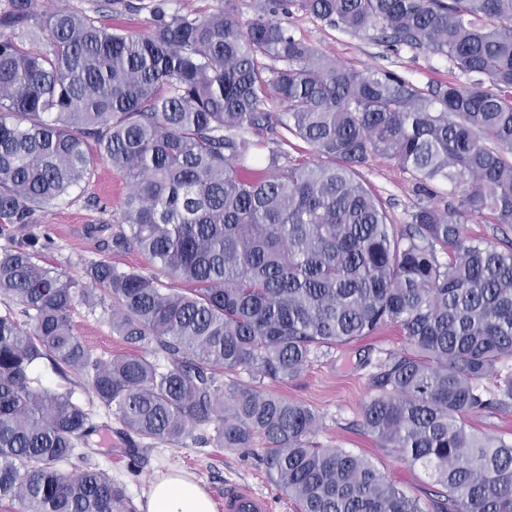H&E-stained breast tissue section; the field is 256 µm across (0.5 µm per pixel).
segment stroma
I'll return each mask as SVG.
<instances>
[{
	"instance_id": "obj_1",
	"label": "stroma",
	"mask_w": 512,
	"mask_h": 512,
	"mask_svg": "<svg viewBox=\"0 0 512 512\" xmlns=\"http://www.w3.org/2000/svg\"><path fill=\"white\" fill-rule=\"evenodd\" d=\"M283 25L298 38L315 45L337 64L355 71L386 70L409 79L421 91L437 82L452 80L466 83L467 78L452 64L425 48L401 47L391 51L376 31L355 34L334 27L301 11L282 16ZM368 187L383 200L395 228H403L421 196L413 174L388 155L373 157L362 168ZM130 184L125 176L106 160L98 161L90 182L74 188L59 205L45 209L34 233H48L53 241L44 260L81 279L83 268L107 259L119 269H134L146 276L159 270L136 249L113 251L111 230L103 229L106 221L121 217L123 201ZM74 333L82 338L95 356L105 359L128 353L129 348L112 330L107 314L77 306L71 321ZM404 342L396 328L378 333L334 349H322L309 367L289 381L255 379L240 373L239 379L266 392L303 402L315 411L319 427L312 437L318 448H339L367 457L388 479L421 502L433 500L439 486L423 468L403 462L396 449L362 425L363 403L373 396L372 377L378 363L387 354L402 352ZM95 420L112 429V443L107 447L91 446L87 460H76L71 471L95 464L106 470L122 485L134 505H141L151 483L160 475L182 471L191 475L221 506L227 488L248 485L274 503V512H298L278 485L266 459V443L255 437L248 448H219L189 436L177 443L141 438L125 430L122 423L102 408H95Z\"/></svg>"
}]
</instances>
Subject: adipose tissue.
I'll return each instance as SVG.
<instances>
[{"label":"adipose tissue","instance_id":"1","mask_svg":"<svg viewBox=\"0 0 512 512\" xmlns=\"http://www.w3.org/2000/svg\"><path fill=\"white\" fill-rule=\"evenodd\" d=\"M144 512H214L208 493L181 472L158 477L150 486Z\"/></svg>","mask_w":512,"mask_h":512}]
</instances>
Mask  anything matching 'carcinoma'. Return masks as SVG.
Wrapping results in <instances>:
<instances>
[{"instance_id": "carcinoma-1", "label": "carcinoma", "mask_w": 512, "mask_h": 512, "mask_svg": "<svg viewBox=\"0 0 512 512\" xmlns=\"http://www.w3.org/2000/svg\"><path fill=\"white\" fill-rule=\"evenodd\" d=\"M0 10V500L22 512H135L106 471L68 472L106 426L73 392L32 386L44 360L85 376L130 431L177 442L213 427L220 448L267 442L299 512H512V442L477 435L470 415L512 406L482 381L512 363V247L466 234L489 211L512 226V0H287L393 47H425L469 77L425 93L391 71L348 70L261 12L243 28L231 0L207 14L155 0L144 34L33 0ZM41 42L42 51L23 47ZM273 64L268 65L264 60ZM282 66H277V63ZM489 79L496 87L484 86ZM300 139L338 161L258 172L253 137ZM491 138L496 147L484 142ZM130 180L116 251L137 248L187 289L88 265L80 285L46 266L45 235L15 239L38 212L94 174L88 151ZM376 155L411 171L419 191L448 183L457 206L420 204L391 231L359 177ZM101 308L133 352L103 361L71 326L76 303ZM21 307L17 317L12 304ZM394 326L390 354L362 407L365 430L442 486L423 504L367 458L315 448L318 416L224 372L294 379L315 351ZM154 349L162 359L136 353Z\"/></svg>"}]
</instances>
